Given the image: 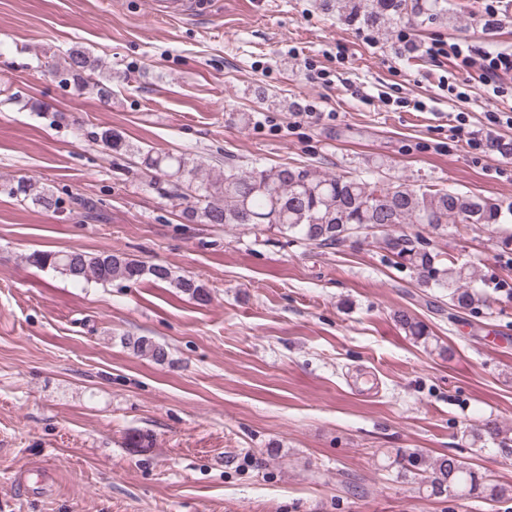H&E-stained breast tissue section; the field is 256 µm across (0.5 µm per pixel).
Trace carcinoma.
<instances>
[{
  "mask_svg": "<svg viewBox=\"0 0 512 512\" xmlns=\"http://www.w3.org/2000/svg\"><path fill=\"white\" fill-rule=\"evenodd\" d=\"M345 0L340 8L349 19L383 27L404 18L434 19L448 11L447 0ZM100 59L73 47L62 60L51 65L59 82L81 91L96 87ZM105 148L127 157L130 168L160 195L183 207L182 215L193 224H224L256 229L275 228L285 237L305 241L318 248L334 249L360 237H380L383 248L397 258V264L415 272L422 285L447 292L448 309L478 314L491 309L490 293L480 287V270L454 256L434 251L421 234L399 233L403 224H417L428 233L445 236L458 225L511 224L512 203L486 198L448 187L415 185L394 181L384 184L369 177L322 174L313 168L288 164L241 169L229 166L215 173L202 160L186 153L158 152L135 147L112 129L100 133ZM8 193L31 200L45 209L58 206L54 193L38 181L21 176L6 185ZM27 261L50 268L77 284L137 282L149 275L169 282L198 301L208 300L204 284L193 277L174 276L161 265L145 266L122 252L34 251ZM395 321L412 338L426 339L427 327L399 310ZM121 342L134 353L163 363L166 348L147 336H125ZM508 430L495 419L485 420L472 431L475 441H490L501 448L512 446ZM386 468L418 485L428 497L480 498L488 502L512 500V485L485 482L468 462L453 455L429 458L418 451L395 452Z\"/></svg>",
  "mask_w": 512,
  "mask_h": 512,
  "instance_id": "carcinoma-1",
  "label": "carcinoma"
}]
</instances>
